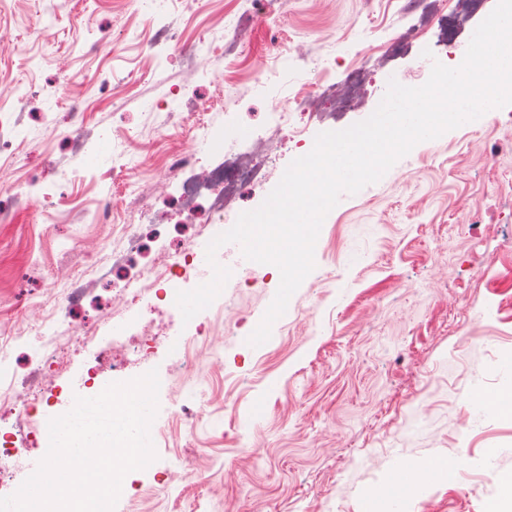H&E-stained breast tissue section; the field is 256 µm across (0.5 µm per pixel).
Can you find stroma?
<instances>
[{
	"instance_id": "stroma-1",
	"label": "stroma",
	"mask_w": 512,
	"mask_h": 512,
	"mask_svg": "<svg viewBox=\"0 0 512 512\" xmlns=\"http://www.w3.org/2000/svg\"><path fill=\"white\" fill-rule=\"evenodd\" d=\"M497 0H180L161 19L176 41L143 53L155 31L123 0H0V27L15 46L0 50V327L35 316L52 283L68 275L75 240L94 246L112 235L93 221L111 195L116 220L128 215L113 159L149 168L190 144L208 120L256 130L276 99L323 77L332 58L375 53L355 109L315 117L310 136L368 118L389 80L426 82L424 50L452 36L467 49ZM52 25L55 38L42 40ZM426 38L398 48L410 26ZM236 36V54L217 50ZM299 42L276 83L244 73L248 56ZM196 51L184 55V46ZM220 68L223 84L196 82L163 118L167 141L151 143L150 106L191 69ZM206 98L211 112H196ZM89 139L80 149L72 129ZM315 268L253 347L232 320L257 327L280 283L275 266L254 264L230 318H216L222 363L201 361L213 382L206 414L191 432L154 435L156 466L179 470L185 456L205 471L193 485L151 488L144 504L118 512H488L512 504V125L492 115L417 144L376 183L340 200L325 217ZM68 312L110 332L107 291L92 298L73 284ZM171 354L132 356L129 378L157 370L163 406L185 399L170 375ZM499 401L483 413L478 399ZM463 459L450 479L431 468ZM402 477L391 487L393 477Z\"/></svg>"
}]
</instances>
